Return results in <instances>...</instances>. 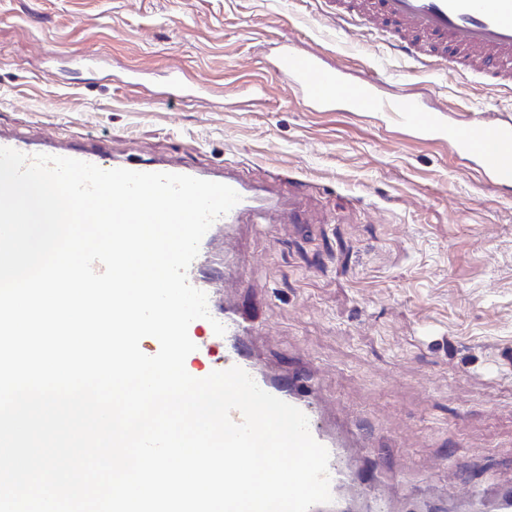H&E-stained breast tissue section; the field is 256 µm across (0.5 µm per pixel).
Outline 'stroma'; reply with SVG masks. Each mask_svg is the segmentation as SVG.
I'll use <instances>...</instances> for the list:
<instances>
[{
	"label": "stroma",
	"instance_id": "35a3bbf8",
	"mask_svg": "<svg viewBox=\"0 0 512 512\" xmlns=\"http://www.w3.org/2000/svg\"><path fill=\"white\" fill-rule=\"evenodd\" d=\"M321 0H0V131L98 144L119 162L235 163L291 197L298 224H239L218 295L262 326L270 376L317 373L325 424L363 431L389 512L448 485H512V187L448 142L356 112H312L281 46L377 78L445 117L512 115V93L424 71ZM178 73L186 97L166 93ZM453 464L442 467L444 459Z\"/></svg>",
	"mask_w": 512,
	"mask_h": 512
}]
</instances>
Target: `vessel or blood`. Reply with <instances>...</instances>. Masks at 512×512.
I'll list each match as a JSON object with an SVG mask.
<instances>
[{
  "instance_id": "vessel-or-blood-1",
  "label": "vessel or blood",
  "mask_w": 512,
  "mask_h": 512,
  "mask_svg": "<svg viewBox=\"0 0 512 512\" xmlns=\"http://www.w3.org/2000/svg\"><path fill=\"white\" fill-rule=\"evenodd\" d=\"M328 17L382 35L394 50L423 65L452 64L463 76H478L490 85L512 89V0H326ZM277 70L287 77L300 98L314 112H365L387 117L397 125L426 126L428 132L448 140L456 148L482 163L501 185L512 186V120L482 116L467 125L448 124L428 118L415 97L400 94L382 96L376 83L354 82L341 69H326L316 54H301L283 48L277 55ZM0 147L25 155L47 154L69 157L115 169L116 163L102 148H62L35 143L18 135L0 133ZM221 183L231 186L240 201L217 226L231 228L246 217L263 214L269 219L290 218L300 223V210L283 207L272 189L256 185L233 172L224 173ZM220 259L198 253L187 277L192 286L208 295L209 319L193 321L188 329L196 350L195 358L208 361L209 371L237 366L255 376L257 385L269 394L297 407L308 418L312 437L329 452L328 473L332 500L311 507L310 512H343L356 499L369 497L373 512H388L384 475L364 476L361 467L347 461L343 441L334 437L322 421L318 405L310 394L316 385L313 373H306L297 386H286L258 376L257 363L243 348L244 337L259 329L234 309L222 305L213 293L220 272ZM220 322L224 335H216L212 324ZM223 345L222 358H213L216 345ZM467 499L479 502L483 512H512V489L495 498L484 497L477 484L467 485Z\"/></svg>"
}]
</instances>
